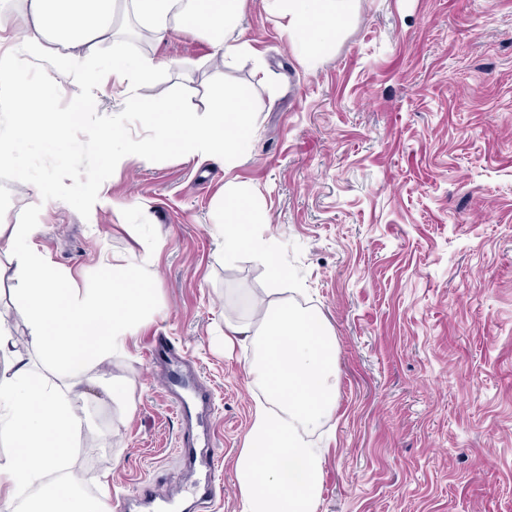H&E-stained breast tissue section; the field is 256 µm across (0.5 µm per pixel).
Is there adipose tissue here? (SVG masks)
<instances>
[{"mask_svg": "<svg viewBox=\"0 0 512 512\" xmlns=\"http://www.w3.org/2000/svg\"><path fill=\"white\" fill-rule=\"evenodd\" d=\"M244 0H26L22 33L9 52L0 55V104L21 105L29 118L30 138L51 141L64 128L52 122L54 86L70 83L95 86L85 66L87 54L100 41L113 38L121 13L132 11L156 43L181 29L195 31L209 47L207 61L224 66L254 57L247 42L229 41ZM266 10L281 19L296 47L324 46L352 14L356 0H263ZM64 42L67 53L48 56L50 42ZM50 57L43 82L32 83L27 72L33 61ZM154 66L128 59L113 61L116 84L137 88L125 108L140 113L154 135L128 142L124 154L152 160L163 148L188 161H217L235 167L248 154L254 119L249 94L236 87L220 89L204 115L187 111L178 99L152 94L141 108V94L151 91ZM222 221L213 238L218 253L233 261L245 249L266 258L270 247L247 237L249 224H263L266 213L246 188L231 183L215 202ZM34 224L0 225L9 242V265L0 277L16 283L26 316L29 340L46 367L37 373L15 362L0 377V438L11 443L0 454V500L16 512H111L110 484L85 498L75 491L73 476L54 479L64 468L76 440L90 422L86 388L100 384L113 400L130 404L126 387L100 371L133 336L154 272L148 258L133 256L104 260L103 279L96 288L70 286L63 273L33 243ZM224 345L253 341L260 356L248 375L264 397L255 404L245 444L235 462L239 512H315L324 484L325 451L306 436L311 427L336 409V338L317 312L287 301L258 299L246 317L225 320ZM57 381H49V373Z\"/></svg>", "mask_w": 512, "mask_h": 512, "instance_id": "1", "label": "adipose tissue"}]
</instances>
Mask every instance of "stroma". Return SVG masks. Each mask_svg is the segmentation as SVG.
I'll return each instance as SVG.
<instances>
[{
	"instance_id": "obj_1",
	"label": "stroma",
	"mask_w": 512,
	"mask_h": 512,
	"mask_svg": "<svg viewBox=\"0 0 512 512\" xmlns=\"http://www.w3.org/2000/svg\"><path fill=\"white\" fill-rule=\"evenodd\" d=\"M231 36L261 55L268 81L248 59L185 73L179 61L208 52L191 30L161 45L140 31L108 39L86 65L165 61L157 90L197 113L217 80L248 87L255 134L236 167L171 150L110 164L101 131H153L108 79L80 125L27 141L0 166V225L37 222L38 248L79 287H98L102 257L151 246L149 301L107 368L134 408L89 386L92 425L70 461L82 493L95 496L105 474L113 502L146 480L180 488V512L192 503L175 451L181 423L145 357L164 336L190 362L191 391L212 401L193 414L224 450L211 512H238L234 461L262 391L247 375L253 346L224 350L215 329L270 282L252 251L230 263L215 253L214 202L234 181L264 206L268 223L251 230L272 241L292 300L336 337V412L311 433L327 448L317 512H512V0H356L335 44L306 66L261 0H247ZM92 177L108 198L99 215L79 191ZM61 179L69 195L57 193ZM0 326L39 365L8 279Z\"/></svg>"
}]
</instances>
